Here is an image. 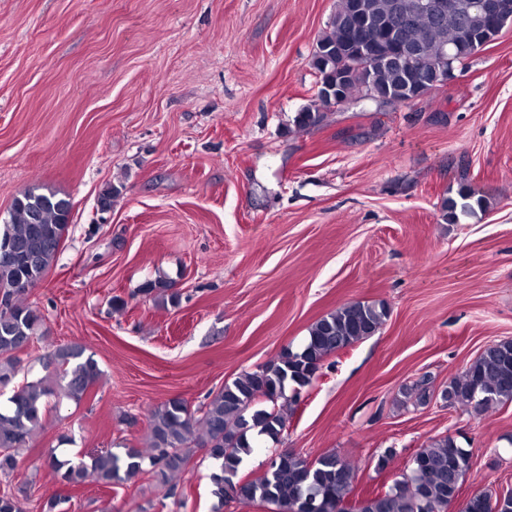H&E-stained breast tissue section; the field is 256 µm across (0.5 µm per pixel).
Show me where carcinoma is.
Wrapping results in <instances>:
<instances>
[{
	"mask_svg": "<svg viewBox=\"0 0 512 512\" xmlns=\"http://www.w3.org/2000/svg\"><path fill=\"white\" fill-rule=\"evenodd\" d=\"M353 0H337L327 30L317 40L310 65L323 86L336 84L343 76L340 98L347 104L366 95L369 84L377 97L403 99L407 93L430 95L445 84L448 51L462 64L490 45L505 25L479 12L456 21H440L420 11L421 0H363L366 13L378 21L379 33L371 34V48L361 58L363 70L351 69L356 48L350 18ZM415 19L404 34L417 51L407 62L395 29L400 20ZM320 106L307 107L295 116L301 128L317 127L326 118L330 102L318 98ZM483 200L470 203L466 184L457 198L442 203L444 219L457 220V212L469 214ZM70 201L53 192L33 187L14 199L9 223L0 224V243L9 244L12 257L0 259V385L7 386L22 370L19 353L39 335L43 316L27 303L29 291L44 278L59 254L68 231ZM386 309L362 301L344 304L314 322L303 344L288 348L277 359L224 382L217 392L193 409L181 397H172L147 411L146 449L126 448L93 455L59 458L52 453L48 466L59 481L78 486L92 478L104 485L128 481L140 474L155 477L167 489L172 478L185 471L193 448H203L217 470L210 476L211 494L224 502L260 501L276 512H307L312 501L316 512H336L346 502L354 467L336 453L309 459L293 451H278L267 468L252 479L238 476L243 457L264 437L280 441L285 427L283 404L286 386L294 395L310 385L324 361L363 339L375 335L386 318ZM48 374L24 378L0 407V475L11 474L19 464V449L26 447L42 426L48 399L57 380L64 381L65 396L79 402L99 380L100 368L93 355L79 346L61 347L39 358ZM429 379L422 377L402 391L405 399L428 396ZM450 406H461L479 415L493 406L512 402V340L488 345L461 376L442 392ZM470 468V455L455 437L442 435L418 449L401 479L364 498L348 503L347 512H448ZM463 512H512V494L493 496L479 492L471 496Z\"/></svg>",
	"mask_w": 512,
	"mask_h": 512,
	"instance_id": "1",
	"label": "carcinoma"
}]
</instances>
